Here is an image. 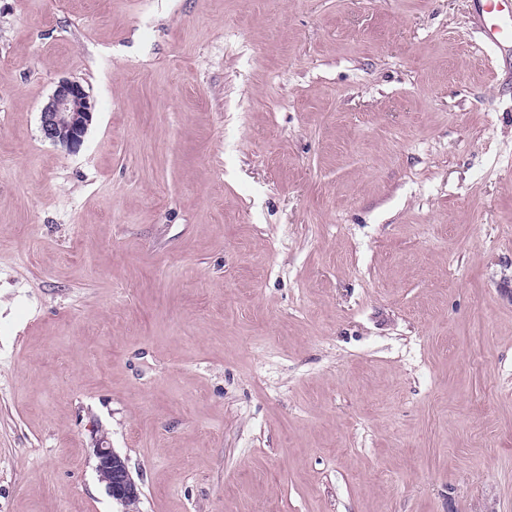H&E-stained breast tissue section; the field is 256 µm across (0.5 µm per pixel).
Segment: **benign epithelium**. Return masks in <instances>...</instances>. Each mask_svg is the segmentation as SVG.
<instances>
[{"label": "benign epithelium", "instance_id": "1", "mask_svg": "<svg viewBox=\"0 0 512 512\" xmlns=\"http://www.w3.org/2000/svg\"><path fill=\"white\" fill-rule=\"evenodd\" d=\"M93 118V104L85 87L77 80L62 79L40 113L42 137L70 151L84 142ZM95 470L105 491L122 506L121 512H138L141 486L134 480L123 458L113 448L99 440L94 448Z\"/></svg>", "mask_w": 512, "mask_h": 512}]
</instances>
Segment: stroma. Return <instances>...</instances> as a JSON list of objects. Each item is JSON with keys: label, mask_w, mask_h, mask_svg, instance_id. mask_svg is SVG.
Instances as JSON below:
<instances>
[{"label": "stroma", "mask_w": 512, "mask_h": 512, "mask_svg": "<svg viewBox=\"0 0 512 512\" xmlns=\"http://www.w3.org/2000/svg\"><path fill=\"white\" fill-rule=\"evenodd\" d=\"M477 11L0 0V512H117L101 438L140 512H512V43ZM92 110L93 104L82 83L61 79L40 113L42 137L69 151L77 150L92 121ZM104 442L99 439L94 448L95 470L99 481L104 485L112 501L122 506L123 510L119 512H138L141 486L134 480L127 459L117 453L114 448L104 445Z\"/></svg>", "instance_id": "35a3bbf8"}]
</instances>
